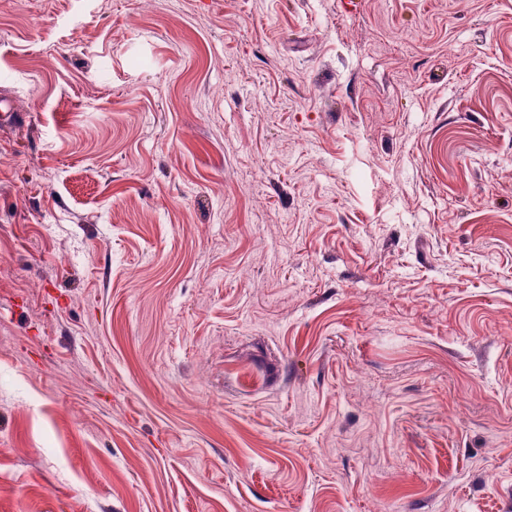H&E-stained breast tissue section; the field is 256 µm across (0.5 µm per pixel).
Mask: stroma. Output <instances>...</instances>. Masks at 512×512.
Returning a JSON list of instances; mask_svg holds the SVG:
<instances>
[{"mask_svg": "<svg viewBox=\"0 0 512 512\" xmlns=\"http://www.w3.org/2000/svg\"><path fill=\"white\" fill-rule=\"evenodd\" d=\"M0 512H512V0H0Z\"/></svg>", "mask_w": 512, "mask_h": 512, "instance_id": "1", "label": "stroma"}]
</instances>
